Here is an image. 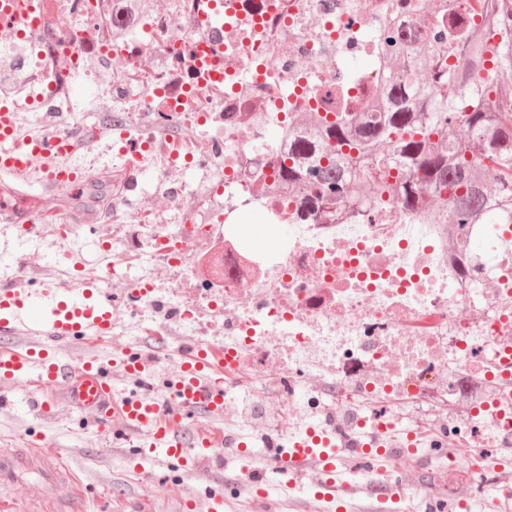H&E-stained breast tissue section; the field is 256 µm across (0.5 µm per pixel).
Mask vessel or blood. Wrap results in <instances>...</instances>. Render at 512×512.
Segmentation results:
<instances>
[{
    "instance_id": "b4317fda",
    "label": "vessel or blood",
    "mask_w": 512,
    "mask_h": 512,
    "mask_svg": "<svg viewBox=\"0 0 512 512\" xmlns=\"http://www.w3.org/2000/svg\"><path fill=\"white\" fill-rule=\"evenodd\" d=\"M79 147V138L71 131L20 135L15 113L0 112V191L17 195L26 185L33 169H40L45 188L71 186L78 178L77 168L63 164V157ZM26 209L6 212L10 224L20 222L36 226L43 219V199L33 195ZM32 321L36 340L26 347L0 346V384L11 386L29 381L46 386H62L72 405L93 411L102 424L121 421L128 429L146 433L140 445L145 457L162 456L194 468L210 456L211 439L188 438L183 424L190 415L214 418L224 413V385L212 378L206 350H198L190 361L180 365L171 386L170 401L143 393L112 402V388L103 366L88 361L78 369L57 359L45 347V340L60 341L74 336L104 338L112 332V309L109 301L95 298L83 287L75 294L49 295L23 289L0 292V334L14 335L24 321ZM279 464L271 474H252L256 489H264L269 478L283 481L314 473L313 487L317 499L336 505L347 512L354 495H372L371 483L355 480L349 464L358 452L337 445L334 434L325 432L314 438L292 440L288 447L274 449ZM34 468L50 472L59 470L55 456L48 453H1L0 475L20 473Z\"/></svg>"
}]
</instances>
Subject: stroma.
I'll list each match as a JSON object with an SVG mask.
<instances>
[{
  "label": "stroma",
  "mask_w": 512,
  "mask_h": 512,
  "mask_svg": "<svg viewBox=\"0 0 512 512\" xmlns=\"http://www.w3.org/2000/svg\"><path fill=\"white\" fill-rule=\"evenodd\" d=\"M112 106L104 104L101 112L69 117V124H80L90 138L81 150L84 166L90 167L94 180L83 192L60 191L62 223L47 222L39 229L38 242L18 227L0 223V289L17 286L32 291L53 292L74 280H89L100 295L112 304L122 305L126 296L112 292L104 283L106 271L92 225L99 218L88 206L93 197L112 191V159L116 152L108 137L93 139L94 130L111 126ZM80 225L85 238L82 251L75 256L77 265L70 277L58 276L53 242L61 224ZM190 337L177 325L168 334L150 338L146 334L123 337L120 344L112 340L69 339L58 342V357L71 366L96 359L109 368L112 386L118 394L150 390L159 399L169 397V385L182 359ZM150 353L155 357L154 372L140 382L125 375L113 361L119 352ZM10 404L0 405V448L28 450L37 444L55 450L64 466V477L51 496H42L39 478L34 474L8 475L0 480V512H181V502L171 491L180 485L197 498L221 496L225 512H256L247 485L235 464L217 467L209 463L188 472L161 460L137 459V436L120 429H110L95 422V416L80 411L59 389L38 386L10 388ZM429 472L422 480L410 481L408 494L419 507L447 498L448 493L433 481L432 472L447 464L444 448L422 447Z\"/></svg>",
  "instance_id": "35a3bbf8"
}]
</instances>
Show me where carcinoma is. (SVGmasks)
<instances>
[{"mask_svg": "<svg viewBox=\"0 0 512 512\" xmlns=\"http://www.w3.org/2000/svg\"><path fill=\"white\" fill-rule=\"evenodd\" d=\"M493 32L467 25L439 27L435 45L403 46L416 62L434 70L449 88L433 94L419 85L390 83L379 112L338 109L329 117L314 115L336 139V154L326 164L313 163L301 172L283 169L288 186H311L315 195L309 216L326 222L362 210L389 195L406 209L451 191L450 215L470 224L486 208L485 175L497 176L501 224H512V27L492 17ZM466 47L463 65L494 68L486 78L469 81L447 64L442 45ZM374 185L376 199L363 198L361 183Z\"/></svg>", "mask_w": 512, "mask_h": 512, "instance_id": "obj_1", "label": "carcinoma"}]
</instances>
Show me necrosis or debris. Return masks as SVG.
I'll list each match as a JSON object with an SVG mask.
<instances>
[{
	"label": "necrosis or debris",
	"instance_id": "necrosis-or-debris-1",
	"mask_svg": "<svg viewBox=\"0 0 512 512\" xmlns=\"http://www.w3.org/2000/svg\"><path fill=\"white\" fill-rule=\"evenodd\" d=\"M483 17V0H155L146 11L136 0H0V38L25 50L19 66L0 52L14 73L0 105L91 112L71 93L83 81L118 104V128L134 129L158 171L157 221L121 204L138 182L113 166L112 233L99 242L139 274L108 278L131 298L112 326L223 337L238 361L224 369L225 418L268 404V438L320 414L367 444L403 421L393 403L426 404L418 438L443 433L452 469L469 473L479 449L512 444V379L496 361L512 356V251L474 248L489 225L453 223L440 197L425 210L390 202L336 223L303 219L307 192L280 171L295 140L315 138L320 160L335 150L301 116L340 101L371 111L393 78L438 92L431 70L382 50L374 30L430 41L435 22ZM356 55L370 65L346 72ZM172 124L183 139H168ZM197 166L217 179L203 222L190 224ZM242 211L268 225L270 244L243 234Z\"/></svg>",
	"mask_w": 512,
	"mask_h": 512
}]
</instances>
